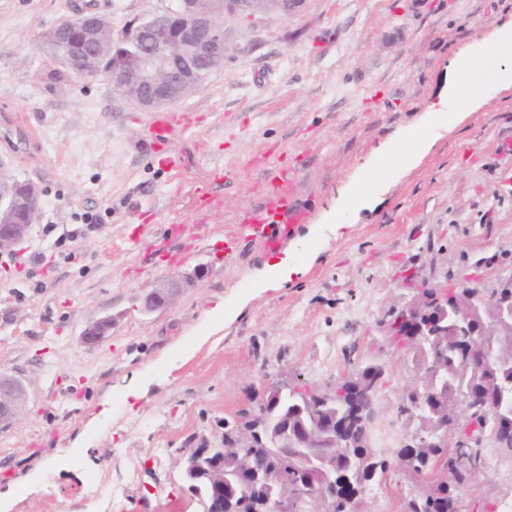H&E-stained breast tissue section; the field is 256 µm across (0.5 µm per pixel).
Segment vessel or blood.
I'll return each mask as SVG.
<instances>
[{"mask_svg": "<svg viewBox=\"0 0 512 512\" xmlns=\"http://www.w3.org/2000/svg\"><path fill=\"white\" fill-rule=\"evenodd\" d=\"M181 119L173 114L161 115L157 129L150 134L149 148L170 167H180L178 156L170 151V127L180 125ZM303 179L301 165L287 168L268 165L264 168L261 200L254 209L244 211L232 229L224 236V254L233 256L242 243L252 242L273 250L279 247L287 234L297 225L308 223L310 213L300 200ZM180 224L167 225L156 238L155 257L160 266H174L185 262L193 254L194 245L184 243Z\"/></svg>", "mask_w": 512, "mask_h": 512, "instance_id": "b4317fda", "label": "vessel or blood"}]
</instances>
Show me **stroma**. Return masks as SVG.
I'll use <instances>...</instances> for the list:
<instances>
[{"instance_id": "35a3bbf8", "label": "stroma", "mask_w": 512, "mask_h": 512, "mask_svg": "<svg viewBox=\"0 0 512 512\" xmlns=\"http://www.w3.org/2000/svg\"><path fill=\"white\" fill-rule=\"evenodd\" d=\"M87 3L118 30L169 0H0V130L19 114L34 133L21 152L0 138V173L45 191L19 245L25 266H0V373L28 389L0 424V512H201L182 449L220 447L225 420L267 376L323 388L373 360L386 373L369 444L386 472L364 510L405 512L421 485L398 457L416 429L398 407L417 368L391 342L389 315L426 286L512 274V185L497 157L512 78L470 111L429 106L449 94L454 60L512 21V0H306L285 20L234 23L237 53L173 106L192 119L171 137L174 172L145 147L153 113L42 54L43 34ZM417 125L429 130L418 155L352 206L365 158ZM298 155L308 223L275 250L246 243L225 260L226 226L259 203L258 158ZM217 168L233 178L211 184ZM171 222L206 225L209 237L177 266L187 281L173 303L148 312L145 294L169 273L153 271L152 239L128 246L126 228ZM284 256L294 273L269 290ZM103 317L111 328L83 344ZM133 384L143 396L131 408ZM97 476L112 500L94 498ZM457 497L459 512H499L512 501V456L484 442L480 473Z\"/></svg>"}]
</instances>
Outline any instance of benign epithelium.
I'll return each instance as SVG.
<instances>
[{"mask_svg": "<svg viewBox=\"0 0 512 512\" xmlns=\"http://www.w3.org/2000/svg\"><path fill=\"white\" fill-rule=\"evenodd\" d=\"M306 0H175L162 14L140 20L137 27L127 32L114 33L105 25L106 19L96 12L76 10L64 25L45 33L42 50L59 68L87 79L105 77L112 90L129 104L144 110L167 107L192 93L202 82L203 75L224 66V59L232 51L228 23L247 19L252 25L272 18L286 19L299 11ZM112 59L104 69L102 63ZM43 205V191L33 182H15L0 178V253H9L36 223ZM182 283V277H170V286L155 288L144 297V309L170 302L173 291ZM486 295L495 301L512 296V276L500 277ZM473 297L465 292L448 295L444 288H433L414 296L399 311V322L414 330V335L438 336L441 346L425 354V366L433 367L448 348L447 319L456 323L474 320ZM108 319L88 324L81 335L82 342L98 341L110 327ZM25 390L14 379L0 375V423L10 420L22 405ZM310 410L323 414L313 427L302 425L293 431L281 430V448L345 447V422L336 414V389L309 388L304 391ZM502 405L490 400L480 401L471 389L460 390L448 404L445 415L438 417L423 431L412 436L402 454L403 467L430 481L431 476L414 467L415 450L421 446L448 444V434L458 436L462 443L490 436L494 443L503 441V434L512 435V424L496 426L491 433L476 430L479 418L500 416ZM249 429H242L224 453L245 459V464L233 479L213 483L218 495L213 497V512H223L224 500L241 494L255 493L254 512H363L364 500L359 491L351 489L336 495V489L323 484H294L276 495L260 493L261 484L282 481L288 475V454L258 451L263 443L260 429L269 424L265 413L253 408ZM468 473L472 483L478 467L469 466L461 459L443 471L448 482L455 481L460 470Z\"/></svg>", "mask_w": 512, "mask_h": 512, "instance_id": "7a95c632", "label": "benign epithelium"}]
</instances>
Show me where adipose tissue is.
I'll use <instances>...</instances> for the list:
<instances>
[{
	"label": "adipose tissue",
	"mask_w": 512,
	"mask_h": 512,
	"mask_svg": "<svg viewBox=\"0 0 512 512\" xmlns=\"http://www.w3.org/2000/svg\"><path fill=\"white\" fill-rule=\"evenodd\" d=\"M512 62V28L492 42L483 43L474 57L460 60L453 71V95L440 99L439 110L464 112L480 99L487 84L499 77L503 64Z\"/></svg>",
	"instance_id": "ef3b65f1"
}]
</instances>
